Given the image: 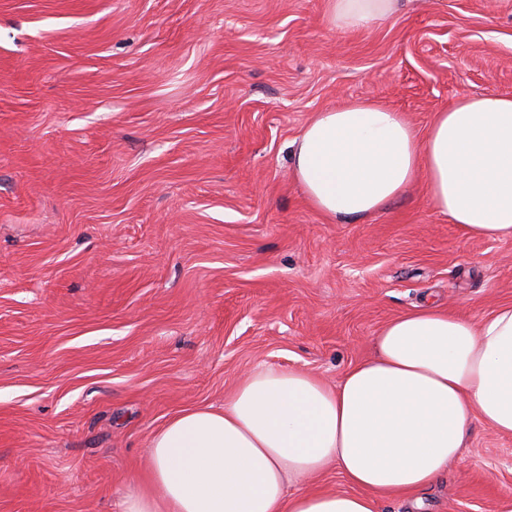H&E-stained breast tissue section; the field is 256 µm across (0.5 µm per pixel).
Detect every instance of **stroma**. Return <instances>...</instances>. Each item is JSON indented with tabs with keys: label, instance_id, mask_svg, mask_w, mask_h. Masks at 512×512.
<instances>
[{
	"label": "stroma",
	"instance_id": "obj_1",
	"mask_svg": "<svg viewBox=\"0 0 512 512\" xmlns=\"http://www.w3.org/2000/svg\"><path fill=\"white\" fill-rule=\"evenodd\" d=\"M325 0H0V512H121L153 432L259 366L336 382L426 301L512 302V239L421 187L333 221L291 144L371 97L424 133L512 95V0H403L366 31ZM377 512H499L512 437Z\"/></svg>",
	"mask_w": 512,
	"mask_h": 512
}]
</instances>
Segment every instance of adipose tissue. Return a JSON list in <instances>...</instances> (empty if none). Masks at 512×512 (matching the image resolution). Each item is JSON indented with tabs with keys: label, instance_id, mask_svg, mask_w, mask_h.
Segmentation results:
<instances>
[{
	"label": "adipose tissue",
	"instance_id": "1",
	"mask_svg": "<svg viewBox=\"0 0 512 512\" xmlns=\"http://www.w3.org/2000/svg\"><path fill=\"white\" fill-rule=\"evenodd\" d=\"M394 2L327 0L324 23L366 31ZM292 162L304 196L332 219L376 214L421 182L465 235L512 239L510 95L458 97L422 137L402 113L355 100L315 113ZM374 345L336 384L258 367L223 407L174 414L152 435L147 485L123 512H375L377 499L437 480L472 421L512 435V304L474 319L430 301L389 320ZM331 467L352 492L305 490Z\"/></svg>",
	"mask_w": 512,
	"mask_h": 512
}]
</instances>
